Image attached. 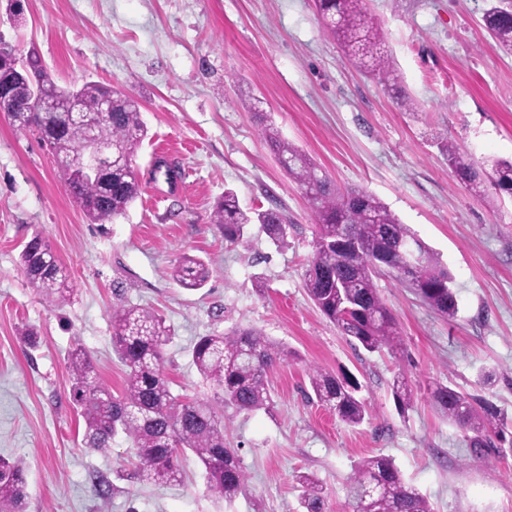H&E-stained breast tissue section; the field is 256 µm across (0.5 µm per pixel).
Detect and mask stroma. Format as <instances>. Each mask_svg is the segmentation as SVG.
<instances>
[{
    "label": "stroma",
    "mask_w": 512,
    "mask_h": 512,
    "mask_svg": "<svg viewBox=\"0 0 512 512\" xmlns=\"http://www.w3.org/2000/svg\"><path fill=\"white\" fill-rule=\"evenodd\" d=\"M367 4L413 110L345 57L313 0H0L1 41L39 54L58 86L97 81L135 96L147 128L134 161L141 195L99 226L68 195L38 134L0 116V455L27 468V512H301V473L322 483L332 512H349L354 464L378 455L433 512H512V446L476 457L470 435L430 399L441 383L512 415V197L475 194L442 152L451 142L480 164L512 159V54L483 26L491 0ZM247 100L336 186L375 195L433 249L453 276L454 317L388 275L375 284L402 352L354 348L320 313L304 283L315 215L259 137ZM159 158L179 170L176 184L154 174ZM229 188L244 210L280 208L285 247L256 229L246 242L225 241L211 214ZM36 234L71 274L63 308L41 299L20 264ZM185 252L210 264L201 289L171 276ZM120 305L170 326L164 371L180 398L211 392L191 358L198 337L254 327L288 348L268 374L270 408L224 415L247 475L232 502L206 492L194 456L183 460V483L155 487L130 478L124 437L104 451L85 447L67 355L83 345L120 395ZM29 328L37 346L20 339ZM313 367L358 382L371 419L349 427L312 398ZM484 369L497 373L492 386L478 381ZM399 375L413 392L403 412L391 389ZM95 473L111 481L108 496L94 492Z\"/></svg>",
    "instance_id": "stroma-1"
}]
</instances>
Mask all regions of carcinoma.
Returning <instances> with one entry per match:
<instances>
[{"mask_svg":"<svg viewBox=\"0 0 512 512\" xmlns=\"http://www.w3.org/2000/svg\"><path fill=\"white\" fill-rule=\"evenodd\" d=\"M321 16L330 20L328 34L337 39L347 55L378 76L393 89L398 76L381 51L382 39L365 6V0H315ZM484 24L496 43L512 52V9L491 6ZM38 92L0 105V112L25 109L32 119L19 130H38L39 104L61 99L69 90L58 87L46 67L37 71ZM106 85L85 82L77 88L88 106L101 98ZM260 135L283 163L288 175L304 190L316 216L318 232L314 252L305 271V287L324 317L336 324L355 347L368 352L387 349L394 353L402 345L396 321L381 299L374 279L387 271L412 289L437 313L457 314L452 276L431 249L373 194L359 189L341 191L312 160L294 144L282 139L266 115L255 113ZM62 135L49 150L57 173L75 202L84 201L86 217L95 224H110L125 214L140 195V180L133 158L146 136L135 98L118 93L112 121L98 129L99 139L126 159L112 169V183L80 178L64 159L79 152L86 140L83 126L60 115ZM444 152L461 181L475 191L491 187L512 196V161L495 160L490 171L465 159L456 145L447 143ZM212 223L224 230V240L244 241L252 225L259 226L270 242L286 245L287 225L277 209L242 210L231 191L213 208ZM349 227L353 239L336 246L338 226ZM412 247L420 258L418 267H405L403 252ZM29 282L51 306L70 302L74 288L66 269L41 236L32 237L20 254ZM182 287H203L210 268L203 259L182 254L172 269ZM171 330L155 313L138 307L112 309V349L126 367L123 394L119 397L97 379L88 351L75 346L67 356L72 377L71 398L84 420V444L105 450L123 434L136 450L134 475L140 482L173 485L184 481L181 459L192 453L202 467L206 490L218 500L232 501L246 487V474L236 449L224 438V410L252 412L270 404L267 373L285 361L290 352L254 328H237L229 333L200 336L192 347V360L199 374L215 391L212 400L181 401L171 392L163 371L164 347ZM309 382L315 397L348 426H358L371 412L355 396L356 387L346 380L313 368ZM393 394L401 409L411 406L412 390L404 377H396ZM432 403L442 417L473 433L475 453L499 448L506 442L512 418L492 403L438 384L431 392ZM300 505L306 512H327L325 491L310 475L298 476ZM25 467L19 459L0 457V512H25L27 507ZM351 512H432L428 500L404 482L394 462L375 456L358 462L350 477Z\"/></svg>","mask_w":512,"mask_h":512,"instance_id":"cac0c4a2","label":"carcinoma"}]
</instances>
